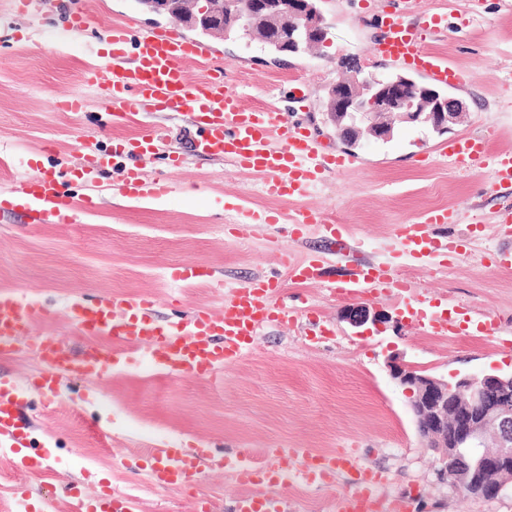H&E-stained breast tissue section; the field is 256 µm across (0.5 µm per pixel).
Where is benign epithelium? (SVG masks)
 <instances>
[{"instance_id": "obj_1", "label": "benign epithelium", "mask_w": 512, "mask_h": 512, "mask_svg": "<svg viewBox=\"0 0 512 512\" xmlns=\"http://www.w3.org/2000/svg\"><path fill=\"white\" fill-rule=\"evenodd\" d=\"M146 11L166 15L188 28L224 39V17L239 16L238 0H138ZM246 21L252 31L276 33L286 40H307L318 47L315 33L325 27L322 12L310 0H249ZM327 112L352 121L347 138L378 140L395 122L447 130L465 111L462 101L430 88L384 80L361 67L349 66L328 85ZM348 322L358 328L382 321L361 307H350ZM390 374L409 392L418 435L439 452L438 476L486 500L512 494V373L468 374L453 382L400 363Z\"/></svg>"}]
</instances>
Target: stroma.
<instances>
[{
	"instance_id": "stroma-1",
	"label": "stroma",
	"mask_w": 512,
	"mask_h": 512,
	"mask_svg": "<svg viewBox=\"0 0 512 512\" xmlns=\"http://www.w3.org/2000/svg\"><path fill=\"white\" fill-rule=\"evenodd\" d=\"M446 2L448 36L428 46L468 74L466 86L452 92L466 115L443 136L404 127L391 141L355 150L328 121L324 91L348 58L370 72H395L370 54L392 0H317L330 41L301 55L178 28L208 46L246 104L275 103L326 153L359 157V169L325 173L298 203L266 197L259 177L223 159L194 155L190 113L146 112L128 123L85 83L88 66L112 58L103 39L112 25L144 34L174 27L172 19L144 12L137 0H91L97 23L77 33L66 28L74 0H36L27 12L0 0V291L37 293L75 349L84 339L73 335L62 306L76 295L150 296L165 321L200 306L222 312L232 289L263 280L296 310L291 319L266 322L249 350L209 378L169 376L130 352L104 378L63 381L60 396L32 391L31 427L17 455L31 468L29 512H40L44 494L56 512H75L105 483L129 497L131 512H199L204 504L210 512H233L245 491L275 498L281 512H332L336 495L349 487L343 475L328 485L284 486L260 474L244 485L207 466L190 488L158 487L145 470L146 456L158 448L354 450L383 475L379 512H390L397 500L407 512H512V495L466 498L438 478L437 453L418 436L409 394L388 367L394 358L448 381L512 371V272L495 267L500 250L512 249V238L494 222L508 199L489 191L488 173L467 174L432 155L443 137L464 135L482 138L491 154L512 152V0ZM70 94L82 97L81 111L58 108ZM149 129L165 143L146 160V171L172 185L169 196L119 195L131 165L124 157L100 173L97 186L80 180L83 141L109 152ZM53 172L72 201L91 193L95 203L79 209L71 224L30 223L8 201L9 188L17 178ZM228 197L239 199V210H225ZM301 206L334 214L360 259L392 263L410 285L407 296L335 297L324 284L290 280L282 252L328 258L326 275L336 281L346 260L321 227L248 224L244 212L286 214ZM435 208L458 213L457 223L433 228L457 248L418 264L402 254L396 230ZM183 264L197 265L199 279L171 281L172 268ZM421 303L456 321L485 317L493 330L426 335L411 316ZM353 305L385 314L386 323L359 332L346 319Z\"/></svg>"
}]
</instances>
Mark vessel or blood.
Segmentation results:
<instances>
[{"instance_id": "b4317fda", "label": "vessel or blood", "mask_w": 512, "mask_h": 512, "mask_svg": "<svg viewBox=\"0 0 512 512\" xmlns=\"http://www.w3.org/2000/svg\"><path fill=\"white\" fill-rule=\"evenodd\" d=\"M410 0H398L382 24V36L371 48L374 55L412 69L431 82L458 87L466 77L448 59L433 53L426 45L432 36L448 32L441 12L413 14ZM112 44V65L107 71L88 70L87 84L101 88L105 105L121 118L128 119L145 110L190 113L198 131L193 150L202 156L221 157L234 168L258 176L266 196L305 198L324 171L352 170L353 159L327 155L318 150L299 125L290 122L285 112L273 105L247 106L240 92L224 77L221 67L212 65L207 48L188 40L176 30L166 29L135 38L126 26L113 25L106 36ZM134 50V63H126L127 50ZM204 67L205 76L192 80L186 63ZM162 141L161 134L147 131L120 145L119 151L133 161L119 187L127 197L164 196L166 182L148 177L142 163L151 158ZM436 154L460 170L490 172V188L497 193L512 191V155L489 158L483 141L476 137L449 140ZM23 199V208L34 224L72 223L77 207H90V200L74 204L65 197L56 176L27 177L10 189ZM454 211L442 208L427 212L401 234L404 254L428 262L447 250V241L431 233L434 224H452ZM292 224H320L335 233L336 218L313 208L300 209L288 218ZM288 274L299 282L324 281V267L312 260L288 259ZM395 281L389 270L365 262L347 268L339 288L342 296L372 291L386 293ZM151 298L132 299L123 295L96 300L74 298L65 304V315L87 342L80 353H73L53 331L45 329L49 311L34 293L0 292V359L13 357L21 348L34 351L48 370L39 380V389L56 394L61 379L100 377L116 366L117 352L136 347L150 361L168 372L206 378L231 364L248 348L263 322L272 314L287 315L277 302L273 289L254 284L237 289L224 304L222 313L195 310L187 321L176 326L160 324L148 315ZM414 315L430 336H467L472 322L453 323L438 313L421 307ZM27 392L25 385L0 379V447L21 448L26 435L20 423L19 408ZM280 463L273 467L276 481L329 483L336 472L347 473L353 490L339 493L334 512H375L376 487L380 475L364 467L352 452L320 453L273 449ZM251 449H240L224 466L237 479L251 481L254 469ZM198 471L196 457L166 448L155 455L150 467L154 484L183 487ZM92 512H129L128 501L112 489L98 497ZM235 512H279L277 502L254 494L240 495Z\"/></svg>"}]
</instances>
